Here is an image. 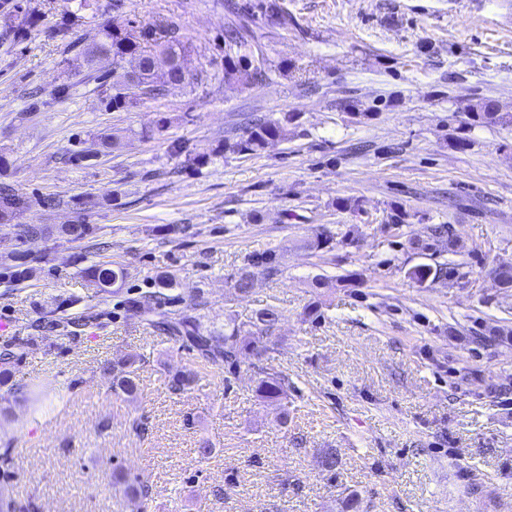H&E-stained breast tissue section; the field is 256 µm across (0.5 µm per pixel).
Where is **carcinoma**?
Returning a JSON list of instances; mask_svg holds the SVG:
<instances>
[{
	"label": "carcinoma",
	"mask_w": 512,
	"mask_h": 512,
	"mask_svg": "<svg viewBox=\"0 0 512 512\" xmlns=\"http://www.w3.org/2000/svg\"><path fill=\"white\" fill-rule=\"evenodd\" d=\"M15 16L19 18L13 37L22 38L28 31L36 28L42 20V14L31 5V0H17L12 5ZM266 25L270 28L282 27L288 23L286 16L274 3L261 5ZM232 16L224 24V57L222 79L227 84L253 86L266 76L264 61L255 56L252 49V23L254 14L237 3L229 5ZM180 27L170 21L158 29L151 24L139 26L116 25L112 20L102 23L99 38L93 45L81 51L83 64L93 70L97 62V53L107 52L112 55L111 79L112 96L109 103L112 110L125 109L133 104L127 94L130 85L138 87L137 99L150 100L165 95L172 85L189 81L183 66V56L187 47L180 38ZM469 119L475 123L488 126H509L512 113L497 111L492 105L479 102L469 112ZM294 121V114L285 113L277 119L256 117L247 124L242 135L235 140H224V151L236 154H255L263 150L270 142L288 139V124ZM33 201L7 188H0V223L12 222L19 215L31 209ZM250 266L261 267L268 273L277 271L275 251L267 250L253 255ZM87 280L96 288L102 287L106 279H112L117 285L123 280L121 269L107 268L95 264L84 270ZM411 278L423 282L434 281L448 276L447 264L436 266L420 265L410 272ZM203 303L195 302L190 312L179 318L161 317L149 320V325L171 337L188 344L196 353V358L204 363L237 364L239 358L249 354L262 359L269 350L268 343L280 319L279 310L268 305L256 311L250 329L244 331L233 322L218 329L202 323L197 311ZM21 357V353L6 345L0 353V376L10 372ZM141 358L138 354L126 353L108 362L106 371L111 376V391L134 398L140 391ZM200 380L199 372L186 368L174 373L169 379V390L182 394L191 390ZM288 378L271 372L266 367L259 368L254 392L257 398L276 402L280 406L279 423L288 427L290 411L288 410ZM15 478L14 472L5 467L0 470V512H25V506L9 494V486ZM126 492L133 497L144 498L149 493V485L143 477L136 476L126 481Z\"/></svg>",
	"instance_id": "1"
}]
</instances>
